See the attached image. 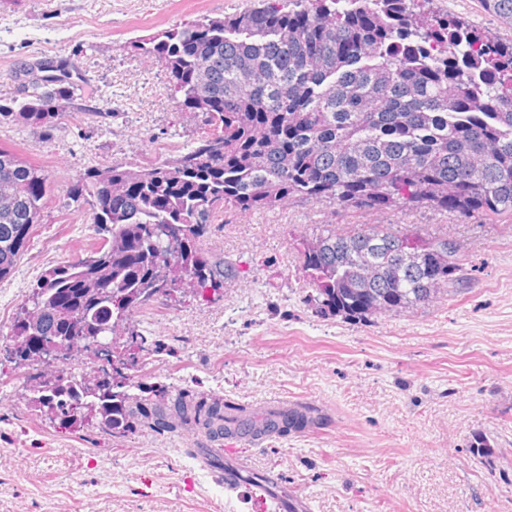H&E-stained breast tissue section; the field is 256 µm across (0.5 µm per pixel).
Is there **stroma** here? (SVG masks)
<instances>
[{
	"instance_id": "1",
	"label": "stroma",
	"mask_w": 512,
	"mask_h": 512,
	"mask_svg": "<svg viewBox=\"0 0 512 512\" xmlns=\"http://www.w3.org/2000/svg\"><path fill=\"white\" fill-rule=\"evenodd\" d=\"M259 0H0V103L19 98V64L61 57L82 81L117 98L112 119L57 113L32 126L0 116V149L44 167L54 190L15 269L0 280V334L40 276L100 249L107 233L68 188L88 168L161 161L191 145L200 116L180 111L164 65L128 51L143 39ZM429 11L512 38L479 0H431ZM356 224H395L449 238L462 271L428 305L368 322L308 303L298 242ZM237 262L226 287L177 293L135 315L157 340L141 379L191 389L256 412L310 404L320 424L241 442L251 471L278 476L310 512H512V479L469 446L489 438L512 475V216L429 208L352 211L289 198L226 207L203 239ZM189 428L108 436L63 428L13 364H0V512H278L230 491L194 451Z\"/></svg>"
}]
</instances>
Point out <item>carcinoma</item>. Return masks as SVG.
Instances as JSON below:
<instances>
[{
    "mask_svg": "<svg viewBox=\"0 0 512 512\" xmlns=\"http://www.w3.org/2000/svg\"><path fill=\"white\" fill-rule=\"evenodd\" d=\"M231 16L202 17L130 48L165 65L177 107L210 130L163 161L89 169L70 200L89 199L107 248L39 279L0 339L3 359L28 379L54 377L38 397L59 425L107 435L176 425L214 440L243 408L187 388L145 396L135 380L153 352L131 327L136 311L174 292L222 288L236 264L201 246L230 205L272 207L291 196L358 211L430 208L512 215V43L429 0H261ZM512 26V0H481ZM54 59L26 64L16 113L48 123L78 106L79 84ZM51 192L47 171L0 149V280L13 271ZM302 271L320 312L366 322L414 310L457 280V245L393 224H358L301 242ZM134 336L128 348L123 335ZM71 340L56 360L50 337ZM97 336L112 346L89 349ZM92 352L86 370L71 362ZM317 410L298 405L261 422L265 435L301 432ZM472 452L494 469L484 436Z\"/></svg>",
    "mask_w": 512,
    "mask_h": 512,
    "instance_id": "1",
    "label": "carcinoma"
}]
</instances>
